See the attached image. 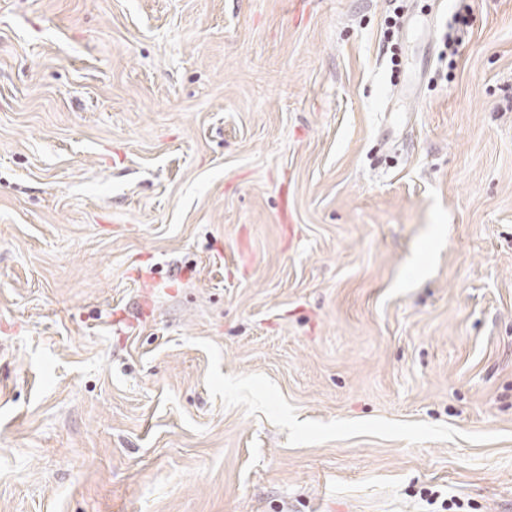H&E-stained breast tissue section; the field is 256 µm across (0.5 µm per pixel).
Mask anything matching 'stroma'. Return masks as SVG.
<instances>
[{
  "label": "stroma",
  "mask_w": 512,
  "mask_h": 512,
  "mask_svg": "<svg viewBox=\"0 0 512 512\" xmlns=\"http://www.w3.org/2000/svg\"><path fill=\"white\" fill-rule=\"evenodd\" d=\"M0 512H512V0H0Z\"/></svg>",
  "instance_id": "1"
}]
</instances>
